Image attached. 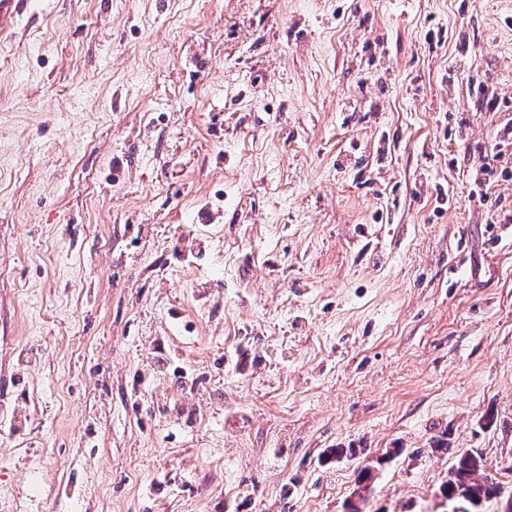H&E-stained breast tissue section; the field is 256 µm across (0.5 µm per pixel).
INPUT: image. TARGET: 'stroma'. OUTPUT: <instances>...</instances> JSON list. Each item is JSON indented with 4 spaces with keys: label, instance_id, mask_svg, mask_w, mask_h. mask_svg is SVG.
<instances>
[{
    "label": "stroma",
    "instance_id": "stroma-1",
    "mask_svg": "<svg viewBox=\"0 0 512 512\" xmlns=\"http://www.w3.org/2000/svg\"><path fill=\"white\" fill-rule=\"evenodd\" d=\"M500 0H25L0 38V512L512 495ZM485 466L484 458L476 450H465L457 454L448 482L443 487L444 497H455L466 507L467 512H480L484 502L497 500L502 488L496 482L485 477L478 481L473 476Z\"/></svg>",
    "mask_w": 512,
    "mask_h": 512
}]
</instances>
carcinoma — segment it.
<instances>
[{"instance_id":"carcinoma-1","label":"carcinoma","mask_w":512,"mask_h":512,"mask_svg":"<svg viewBox=\"0 0 512 512\" xmlns=\"http://www.w3.org/2000/svg\"><path fill=\"white\" fill-rule=\"evenodd\" d=\"M485 466L484 458L476 450H465L457 454L448 482L443 487L444 497H454L466 507V512H480L483 503L497 500L502 488L496 482L484 478L474 479V475Z\"/></svg>"}]
</instances>
